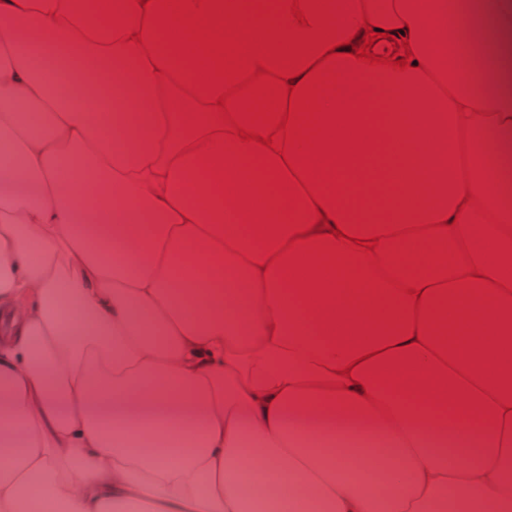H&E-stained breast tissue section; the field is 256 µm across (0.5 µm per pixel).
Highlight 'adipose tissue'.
<instances>
[{
  "instance_id": "ef3b65f1",
  "label": "adipose tissue",
  "mask_w": 512,
  "mask_h": 512,
  "mask_svg": "<svg viewBox=\"0 0 512 512\" xmlns=\"http://www.w3.org/2000/svg\"><path fill=\"white\" fill-rule=\"evenodd\" d=\"M362 4L415 66L342 45L313 152L418 310L299 243L158 0H0V512H512V0H341L338 32ZM47 35L112 87L71 88Z\"/></svg>"
}]
</instances>
